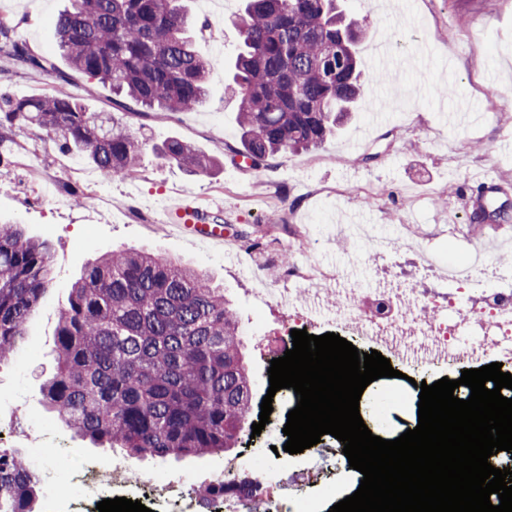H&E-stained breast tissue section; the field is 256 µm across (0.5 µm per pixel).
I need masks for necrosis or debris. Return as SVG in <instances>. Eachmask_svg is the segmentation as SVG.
<instances>
[{"label": "necrosis or debris", "mask_w": 512, "mask_h": 512, "mask_svg": "<svg viewBox=\"0 0 512 512\" xmlns=\"http://www.w3.org/2000/svg\"><path fill=\"white\" fill-rule=\"evenodd\" d=\"M295 248L298 261L285 271L284 287L269 289L273 298L289 299L288 312L295 327L307 332L330 323L345 338L366 350H375L390 361L398 363L410 376H419L425 369L480 367L487 361L501 363L503 371L512 373V270L491 267L486 258H478L467 267L449 275L450 288L440 301L432 299L408 284L395 280L363 296L360 288L349 286L348 302L333 312L304 310L293 304L295 288H316L323 280L335 279L330 268L321 266L309 253L305 236H298ZM490 275L492 285L486 289L479 305H466L468 286L481 275ZM415 302L420 311L439 306L451 312V319L431 314L406 315L401 310L405 301ZM490 322L494 332L465 342L457 334L458 325ZM260 489L264 491L267 512H317L318 498L335 499L336 490L330 486L320 489V497L304 495L288 498L279 493L271 470H257ZM82 501L97 503L104 493L132 500L160 502L164 512H199L200 503L185 480L161 481L129 463L90 462L81 480Z\"/></svg>", "instance_id": "necrosis-or-debris-1"}]
</instances>
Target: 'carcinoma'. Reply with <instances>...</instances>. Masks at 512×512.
<instances>
[{
	"label": "carcinoma",
	"instance_id": "carcinoma-1",
	"mask_svg": "<svg viewBox=\"0 0 512 512\" xmlns=\"http://www.w3.org/2000/svg\"><path fill=\"white\" fill-rule=\"evenodd\" d=\"M340 0H244L240 45L225 62L239 101L241 149L258 168L321 145L368 95L362 30ZM70 67L146 109L199 106L220 60L195 49L183 0H70L56 21ZM57 70L0 21V74ZM36 125L101 178L134 179L143 143L115 115L69 96L15 98L0 87V147ZM159 155L190 172L220 161L173 139ZM53 280L52 244L0 224V366L28 335ZM243 329L224 290L150 251H118L86 267L57 326V368L41 385L48 412L97 448L131 458L201 457L236 444L250 411ZM38 457L0 448V512H38Z\"/></svg>",
	"mask_w": 512,
	"mask_h": 512
}]
</instances>
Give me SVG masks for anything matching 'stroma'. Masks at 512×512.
<instances>
[{
    "instance_id": "1",
    "label": "stroma",
    "mask_w": 512,
    "mask_h": 512,
    "mask_svg": "<svg viewBox=\"0 0 512 512\" xmlns=\"http://www.w3.org/2000/svg\"><path fill=\"white\" fill-rule=\"evenodd\" d=\"M192 18L219 26L217 35H196L205 56L231 58L239 45L232 20L242 0H186ZM69 0H0V16L38 53L55 61L57 72H20L6 80L16 97L62 93L79 99L91 112L113 113L110 87L87 92L85 75L69 70L55 35L58 13ZM363 31L361 66L374 73L370 49L379 40L391 49L400 77L384 85L391 120L369 126L368 101L353 119L321 146L279 154L268 169L234 159L240 146L237 102L223 67L208 77L207 102L188 112L124 113L123 119L144 142L136 179L103 180L77 153L63 151L35 126L15 129L0 153V224L24 225L30 236L53 245L54 280L43 294L28 334L10 363L0 367V448L26 453L50 445L69 448L63 463H42L41 512H50L59 485L79 477L90 459L125 460L123 451H105L75 437L50 418L40 385L57 365L58 310L83 268L113 250L152 249L205 273L238 313L245 334L244 362L252 378V414L236 448L182 460H139L143 471L161 478L181 477L205 487L226 461L240 474L258 461L277 471L289 495L304 492L300 476L344 489L348 474L340 457L291 454L286 437L268 426L253 435L260 404L269 388L268 368L277 335L288 314L263 302L257 288L274 286L283 275L281 254L296 234L309 239L317 261L339 278L321 286L325 303L344 301V281L378 286L384 278L406 281L436 296L447 286L428 270L423 257L434 254L465 260L471 246L483 243L493 262L512 267V241L487 242L495 223L474 225L483 206L479 179L493 175L506 188L497 202L512 210V0H344ZM67 72L60 80L59 72ZM457 93L441 97L437 88ZM498 87L487 97L484 87ZM180 138L199 153L220 160L219 168L193 175L160 158L156 146ZM31 167H23V158ZM190 196L203 205L222 206L225 231L236 235L231 254L170 232L165 208L170 199ZM373 235L409 242L389 259L367 258L358 239L340 233L351 219Z\"/></svg>"
}]
</instances>
